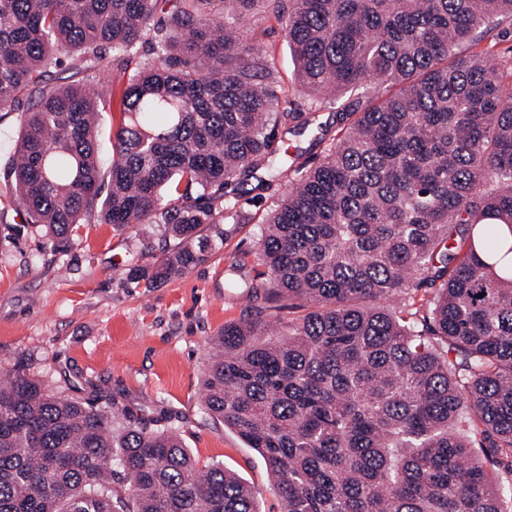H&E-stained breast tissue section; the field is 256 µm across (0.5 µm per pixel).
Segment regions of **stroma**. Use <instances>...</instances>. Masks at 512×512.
I'll return each mask as SVG.
<instances>
[{
  "instance_id": "stroma-1",
  "label": "stroma",
  "mask_w": 512,
  "mask_h": 512,
  "mask_svg": "<svg viewBox=\"0 0 512 512\" xmlns=\"http://www.w3.org/2000/svg\"><path fill=\"white\" fill-rule=\"evenodd\" d=\"M265 43L284 95L300 100L288 40L275 20ZM318 131H278V160L317 162ZM288 189L276 172L258 171L238 207L246 224H206V261L152 288L127 280L130 270L156 262L173 242L162 225L137 224L120 231L84 224L75 245L53 252L42 239L19 233L22 208L7 206L0 188V374L22 368L58 395L83 396L86 380L112 392L138 416L172 415L198 465L234 472L256 498L259 512H281L265 460L234 431L205 411L202 384L210 342L225 323L247 316L242 282L261 279L260 227Z\"/></svg>"
}]
</instances>
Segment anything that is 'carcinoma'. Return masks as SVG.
Returning <instances> with one entry per match:
<instances>
[{"instance_id":"cac0c4a2","label":"carcinoma","mask_w":512,"mask_h":512,"mask_svg":"<svg viewBox=\"0 0 512 512\" xmlns=\"http://www.w3.org/2000/svg\"><path fill=\"white\" fill-rule=\"evenodd\" d=\"M244 15L286 31L309 108L280 107ZM504 20L512 0H0V111L22 110L0 181L59 253L94 212L163 225L176 246L132 272L147 288L206 260L202 225L250 221L226 189L276 164L278 129L317 124L323 156L283 169L268 278L245 284L250 315L224 325L203 382L281 512H512V267L494 263L512 254V72L461 54ZM144 44L154 58L133 62ZM68 59L99 73L94 92L50 83ZM327 104L336 132L316 123ZM279 302L304 314L276 337ZM87 385L0 378V512H259L172 423ZM98 154L102 161V180L106 185L109 167L112 162V114L110 112L104 113L98 135Z\"/></svg>"}]
</instances>
